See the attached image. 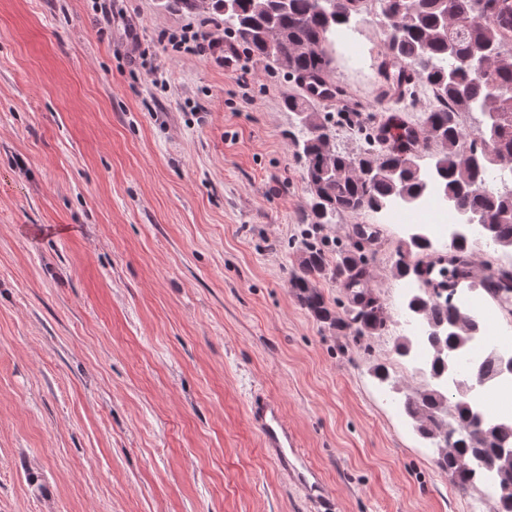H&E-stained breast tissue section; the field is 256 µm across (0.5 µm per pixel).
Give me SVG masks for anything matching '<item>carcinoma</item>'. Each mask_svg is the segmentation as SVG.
I'll use <instances>...</instances> for the list:
<instances>
[{"label": "carcinoma", "mask_w": 512, "mask_h": 512, "mask_svg": "<svg viewBox=\"0 0 512 512\" xmlns=\"http://www.w3.org/2000/svg\"><path fill=\"white\" fill-rule=\"evenodd\" d=\"M345 0H211L210 7L224 16V24L258 58L271 60L291 75L314 80L306 93L321 89L318 80L331 72L336 27L349 24L359 9ZM379 16L387 34L383 55L390 60L387 81L399 80L403 69L413 71L419 82L433 93L420 138L440 146L434 173L460 215L477 211L492 225L500 245L512 246V193L490 196L480 189L487 172L485 148L475 141L477 132L464 133L462 117L475 111L500 116L492 150L512 168V0H378ZM318 45V52L297 50ZM494 51L503 56L477 72L470 59ZM284 107L300 117L301 128L291 141L297 156L304 160L310 198L303 207L301 221L316 232L342 216L379 211L386 201L398 198L413 203L424 195L429 173L415 162L417 154L395 149L385 137H368L363 149L352 155L331 148L325 118L316 112L310 99L290 95ZM362 168L374 169L366 177ZM367 262L357 248L339 252L329 263L322 245L306 242L297 256V270L289 279L298 301L319 323L342 336L357 340L374 336L387 328L383 306L371 300L353 304L345 316L336 315L318 279L330 276L346 288L362 289ZM408 310L427 327L425 340L432 351L434 374L461 371L469 379H486L497 372L493 358L463 367L442 355L446 348L461 355L483 333V324L473 319V335L448 331L433 336L435 328L447 327L457 317V307L435 302L420 294L412 296ZM448 397L433 388L408 394L403 407L424 439L442 442L437 466L451 473L461 492L479 482L483 472L494 474L497 486L507 485L501 500H512V459L496 455V446L512 445V423H496L477 436L482 413L469 401L455 403V419L465 436L456 437L440 417Z\"/></svg>", "instance_id": "cac0c4a2"}]
</instances>
